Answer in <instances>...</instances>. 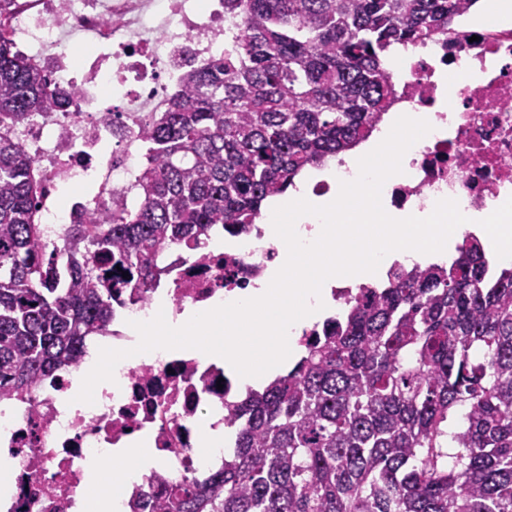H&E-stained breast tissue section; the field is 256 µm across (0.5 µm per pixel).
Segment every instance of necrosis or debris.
I'll use <instances>...</instances> for the list:
<instances>
[{
	"label": "necrosis or debris",
	"instance_id": "1",
	"mask_svg": "<svg viewBox=\"0 0 512 512\" xmlns=\"http://www.w3.org/2000/svg\"><path fill=\"white\" fill-rule=\"evenodd\" d=\"M15 43L50 64L58 90L72 92L64 112H41L13 136L33 155L44 191L38 220L56 245L69 242L77 215L113 210L136 198L143 131L185 68L224 54V0H14L6 22ZM91 52L75 59V41ZM399 82L404 111L433 116L435 131L416 142L401 174L384 184L389 210L432 213L437 201L463 199L491 215L512 197V24L480 25L463 14L446 35L413 49ZM122 92L118 120L104 117L100 94ZM87 182L89 195L58 209L61 187ZM275 245L251 247L243 235H225L221 247L201 241L161 262L157 281L124 295L115 317L149 314L157 301L173 313L229 303L276 262ZM38 384L28 398L0 399V449L14 461L10 496L0 512H79L85 464L103 451L119 454L130 433H148L158 468L122 498L120 512H153L164 482L210 473L223 455L204 458L203 424L220 411L235 383L223 365H201L194 350H169L141 361L121 383H101L94 404L61 417V399L80 380L89 352Z\"/></svg>",
	"mask_w": 512,
	"mask_h": 512
}]
</instances>
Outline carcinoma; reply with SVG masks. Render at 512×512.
Wrapping results in <instances>:
<instances>
[{"label":"carcinoma","mask_w":512,"mask_h":512,"mask_svg":"<svg viewBox=\"0 0 512 512\" xmlns=\"http://www.w3.org/2000/svg\"><path fill=\"white\" fill-rule=\"evenodd\" d=\"M478 2L224 0V57L152 116L137 204L110 224L86 213L63 254L8 129L65 99L0 23V395L75 362L160 252L216 224L248 230L305 170L365 141L399 100L393 50ZM457 252L362 289L235 406L224 468L165 485L154 512H512V268L473 236Z\"/></svg>","instance_id":"carcinoma-1"}]
</instances>
